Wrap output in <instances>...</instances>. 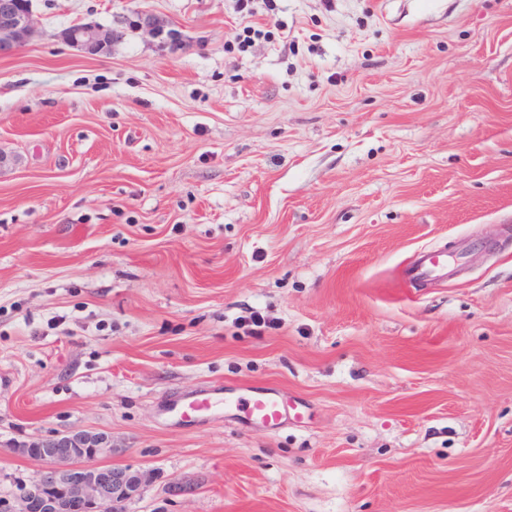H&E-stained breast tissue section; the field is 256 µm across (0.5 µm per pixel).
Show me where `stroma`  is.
I'll list each match as a JSON object with an SVG mask.
<instances>
[{
	"mask_svg": "<svg viewBox=\"0 0 512 512\" xmlns=\"http://www.w3.org/2000/svg\"><path fill=\"white\" fill-rule=\"evenodd\" d=\"M255 7L32 0L0 57V512L79 431L124 512H512V0ZM245 386L308 422L161 411ZM133 23V28L146 30L157 40L162 38L168 27L170 28L167 22L146 11L138 13ZM119 37L117 30L103 28L96 24H74L57 35L69 47L90 55L107 54L112 49V42ZM448 260L442 254L431 251L421 253L412 266L411 272L420 278H442L447 272Z\"/></svg>",
	"mask_w": 512,
	"mask_h": 512,
	"instance_id": "stroma-1",
	"label": "stroma"
}]
</instances>
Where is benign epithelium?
<instances>
[{
  "mask_svg": "<svg viewBox=\"0 0 512 512\" xmlns=\"http://www.w3.org/2000/svg\"><path fill=\"white\" fill-rule=\"evenodd\" d=\"M169 24L149 12H140L134 28L155 39ZM35 31L31 4L0 0V56L10 55L28 42ZM69 47L90 55L107 54L118 32L96 24H75L57 35ZM38 461L43 470L20 494L18 512H120L122 505L138 497L151 476L129 466H112L103 459L116 449L104 437L91 432L58 434L18 448Z\"/></svg>",
  "mask_w": 512,
  "mask_h": 512,
  "instance_id": "benign-epithelium-1",
  "label": "benign epithelium"
}]
</instances>
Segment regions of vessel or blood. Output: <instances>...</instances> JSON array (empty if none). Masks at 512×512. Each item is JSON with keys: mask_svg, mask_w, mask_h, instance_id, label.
I'll return each mask as SVG.
<instances>
[{"mask_svg": "<svg viewBox=\"0 0 512 512\" xmlns=\"http://www.w3.org/2000/svg\"><path fill=\"white\" fill-rule=\"evenodd\" d=\"M448 261L441 254L426 251L415 261L412 272L420 278H441L446 274ZM200 413L224 415L249 425H260L268 429L283 424H302L304 416L297 400L270 389H244L243 393L232 391L191 394L180 402L181 417Z\"/></svg>", "mask_w": 512, "mask_h": 512, "instance_id": "b4317fda", "label": "vessel or blood"}]
</instances>
